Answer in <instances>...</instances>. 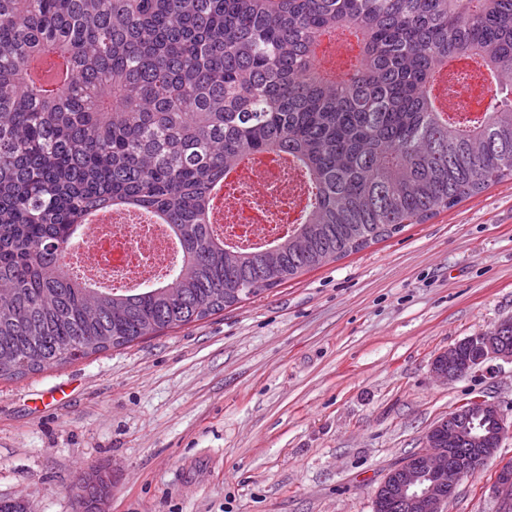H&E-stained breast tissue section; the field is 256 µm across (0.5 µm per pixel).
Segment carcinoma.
I'll use <instances>...</instances> for the list:
<instances>
[{
  "label": "carcinoma",
  "mask_w": 512,
  "mask_h": 512,
  "mask_svg": "<svg viewBox=\"0 0 512 512\" xmlns=\"http://www.w3.org/2000/svg\"><path fill=\"white\" fill-rule=\"evenodd\" d=\"M339 34L336 78L316 57ZM462 64L512 89V0H0V379L220 314L512 179V100L442 104ZM267 152L299 163L302 222L232 247L216 197ZM116 207L175 236L165 284L65 269ZM111 491L98 470L75 512Z\"/></svg>",
  "instance_id": "cac0c4a2"
}]
</instances>
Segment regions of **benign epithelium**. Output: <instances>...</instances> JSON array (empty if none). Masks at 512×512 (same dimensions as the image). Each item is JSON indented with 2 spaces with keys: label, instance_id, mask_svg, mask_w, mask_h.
Returning <instances> with one entry per match:
<instances>
[{
  "label": "benign epithelium",
  "instance_id": "obj_1",
  "mask_svg": "<svg viewBox=\"0 0 512 512\" xmlns=\"http://www.w3.org/2000/svg\"><path fill=\"white\" fill-rule=\"evenodd\" d=\"M512 327V318L497 324L491 331H481L467 336L447 350L439 353L432 362V371L441 381L450 383L471 373H486L494 369L492 362L512 364V345L505 343L504 330ZM472 341L478 356L466 368L459 365L460 346ZM473 408L485 414L493 425L497 442H503L512 433V422L501 408L482 396H476L437 420L423 435L421 448L412 453L410 460L390 471L380 487L388 490L389 496L402 512H443L446 496L453 495L465 474L478 470L482 464L497 454L495 448L482 447V441L472 442L473 449L460 460L452 459L455 446L463 437L466 421L464 411ZM448 495H443V491ZM491 495L498 501L499 509H512V470L499 468L498 478L491 486Z\"/></svg>",
  "mask_w": 512,
  "mask_h": 512
}]
</instances>
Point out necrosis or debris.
Returning <instances> with one entry per match:
<instances>
[{"label": "necrosis or debris", "mask_w": 512, "mask_h": 512, "mask_svg": "<svg viewBox=\"0 0 512 512\" xmlns=\"http://www.w3.org/2000/svg\"><path fill=\"white\" fill-rule=\"evenodd\" d=\"M213 229L227 243L262 248L299 223L307 206L300 169L288 155L251 156L224 181ZM85 282L112 281L129 288L153 284L178 262V247L167 225L124 212L104 213L88 236L71 249Z\"/></svg>", "instance_id": "1"}]
</instances>
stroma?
Wrapping results in <instances>:
<instances>
[{"label":"stroma","instance_id":"35a3bbf8","mask_svg":"<svg viewBox=\"0 0 512 512\" xmlns=\"http://www.w3.org/2000/svg\"><path fill=\"white\" fill-rule=\"evenodd\" d=\"M512 317V180L224 313L0 380V498L75 512H373L390 467L469 393L512 419V365L432 361ZM68 391L58 399V388ZM512 434L445 512H497ZM97 472V483L91 487L86 495L80 493L76 495V512H92V505L94 512H109L106 506L111 495L110 492L112 491V474L106 470L101 469H98ZM95 495L97 496L95 497Z\"/></svg>","mask_w":512,"mask_h":512}]
</instances>
